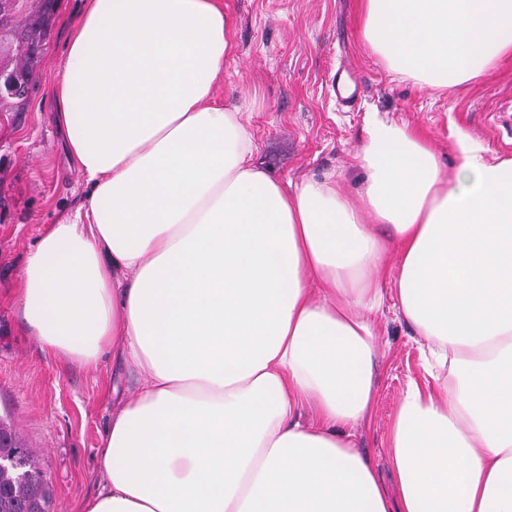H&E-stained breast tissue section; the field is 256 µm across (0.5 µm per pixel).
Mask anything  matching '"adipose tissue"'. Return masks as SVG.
I'll return each instance as SVG.
<instances>
[{"label":"adipose tissue","mask_w":512,"mask_h":512,"mask_svg":"<svg viewBox=\"0 0 512 512\" xmlns=\"http://www.w3.org/2000/svg\"><path fill=\"white\" fill-rule=\"evenodd\" d=\"M388 71L457 91L512 56V0H362ZM224 0H85L55 121L87 197L27 255L16 301L43 349L137 381L86 512H512V160L370 113L357 201L285 191L216 89ZM399 270L389 278L387 253ZM395 304L424 376L390 432L398 495L356 448Z\"/></svg>","instance_id":"adipose-tissue-1"}]
</instances>
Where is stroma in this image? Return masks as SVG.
<instances>
[{
  "mask_svg": "<svg viewBox=\"0 0 512 512\" xmlns=\"http://www.w3.org/2000/svg\"><path fill=\"white\" fill-rule=\"evenodd\" d=\"M360 0H224L234 49L224 61L225 103L251 117L257 161L282 185L336 176L357 198L363 172L354 155L368 113L424 132L446 167L464 135L489 157L512 158V58L464 91H437L391 74L363 44ZM83 0H57L36 85L22 111L0 115V415L31 448L53 490L51 512H85L100 488L98 450L112 397L130 395L134 378L118 364L88 368L42 349L11 299L29 251L48 225L84 200L52 116L55 87ZM354 77L350 103L336 96L340 69ZM385 343L375 371V402L357 430V448L389 494V434L409 379L421 374L419 343L392 301L376 316Z\"/></svg>",
  "mask_w": 512,
  "mask_h": 512,
  "instance_id": "stroma-1",
  "label": "stroma"
}]
</instances>
